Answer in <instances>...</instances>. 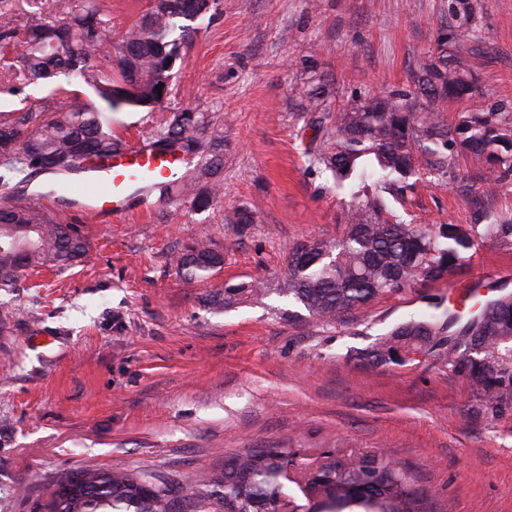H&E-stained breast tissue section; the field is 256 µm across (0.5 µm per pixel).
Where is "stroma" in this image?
<instances>
[{"mask_svg":"<svg viewBox=\"0 0 512 512\" xmlns=\"http://www.w3.org/2000/svg\"><path fill=\"white\" fill-rule=\"evenodd\" d=\"M472 93L446 100L454 122L498 108L512 122V0H472ZM454 26L448 0H215L177 60L160 112L113 113L128 145L169 110L213 112L224 131L223 200L208 211L154 202L109 223L67 215L90 244L70 269L25 274L0 290V512H31L59 473L124 469L169 483L284 448L294 512L322 464L384 457L405 468L431 512H512V406L497 408L435 358L379 361L392 326L447 299L450 282L512 277V251L482 245L448 278L374 299L329 325L287 302L217 306L225 285L281 278L288 248L344 228L348 197L309 167L314 135L293 108L301 62L334 80L331 110L372 91L409 88ZM0 110L39 112L90 94L79 81L22 84L13 63L22 27L0 14ZM258 205L243 233L227 211ZM425 227L512 215V183L477 181L466 153L391 202ZM200 236L224 265L191 280L174 257Z\"/></svg>","mask_w":512,"mask_h":512,"instance_id":"stroma-1","label":"stroma"}]
</instances>
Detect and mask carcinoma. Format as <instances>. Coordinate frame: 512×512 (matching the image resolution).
<instances>
[{
    "instance_id": "obj_1",
    "label": "carcinoma",
    "mask_w": 512,
    "mask_h": 512,
    "mask_svg": "<svg viewBox=\"0 0 512 512\" xmlns=\"http://www.w3.org/2000/svg\"><path fill=\"white\" fill-rule=\"evenodd\" d=\"M37 0H0V12L24 21L26 50L16 75L29 83L64 77L86 85L93 97H68L37 114L0 119V165L23 174L70 173L82 163L76 153L100 163L126 143L112 131L107 112L155 111L173 86L174 62L193 23L207 15L214 0H147L126 34H106L107 6L83 0L79 12L55 25L37 18ZM448 13L462 36L442 37L434 62L413 76L414 91L367 93L337 112L326 111L333 93L313 61L303 66L306 81L296 92L299 112L316 114L308 163L330 173L349 191L345 229L336 238H313L288 250L286 275L277 281L224 286L217 305L232 308L270 295L288 300L309 316L334 323L381 296L398 295L417 283L445 278L467 261L479 244L512 250V216L492 224H406L390 212L385 195L401 198L419 168L416 154L435 158L444 171L454 153L464 151L478 169L499 184L512 176V123L499 113L467 112L449 124L438 104L474 87L464 63L470 0H448ZM454 52L448 53V43ZM104 57L107 67L91 64ZM147 146L180 150L198 158L178 181L153 186L168 203L189 200L197 210L219 202L224 168V136L214 112L174 111L145 134ZM245 231L258 220L253 206L225 215ZM89 244L72 225L12 202L0 206V289L12 288L28 270L65 269L79 263ZM224 264V252L201 238L177 255V266L195 280L209 278ZM428 319L411 317L381 338L374 357L399 352L439 358L465 375L473 391L496 405H512V293L460 317L440 301ZM288 452L262 448L224 463V470L181 487L153 483L126 470L63 472L46 486L47 500L32 512H278L287 494ZM307 491L319 497L318 512H426L410 475L386 458L362 459L349 466L329 464Z\"/></svg>"
}]
</instances>
